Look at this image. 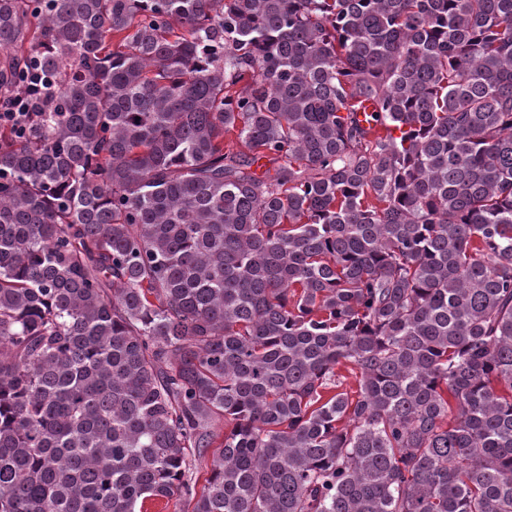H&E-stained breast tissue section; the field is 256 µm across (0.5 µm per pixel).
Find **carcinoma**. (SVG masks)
Segmentation results:
<instances>
[{
	"instance_id": "obj_1",
	"label": "carcinoma",
	"mask_w": 512,
	"mask_h": 512,
	"mask_svg": "<svg viewBox=\"0 0 512 512\" xmlns=\"http://www.w3.org/2000/svg\"><path fill=\"white\" fill-rule=\"evenodd\" d=\"M15 96L0 512H512V0H0Z\"/></svg>"
}]
</instances>
